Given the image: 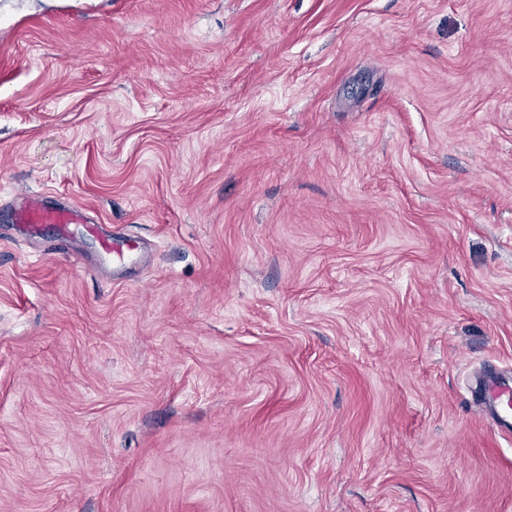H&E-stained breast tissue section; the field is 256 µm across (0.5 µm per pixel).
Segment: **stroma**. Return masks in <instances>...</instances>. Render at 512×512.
Masks as SVG:
<instances>
[{"instance_id":"1","label":"stroma","mask_w":512,"mask_h":512,"mask_svg":"<svg viewBox=\"0 0 512 512\" xmlns=\"http://www.w3.org/2000/svg\"><path fill=\"white\" fill-rule=\"evenodd\" d=\"M488 365L512 0H0V512H512ZM18 219L22 224H83L82 212L76 207H46L38 201H32L20 211Z\"/></svg>"}]
</instances>
